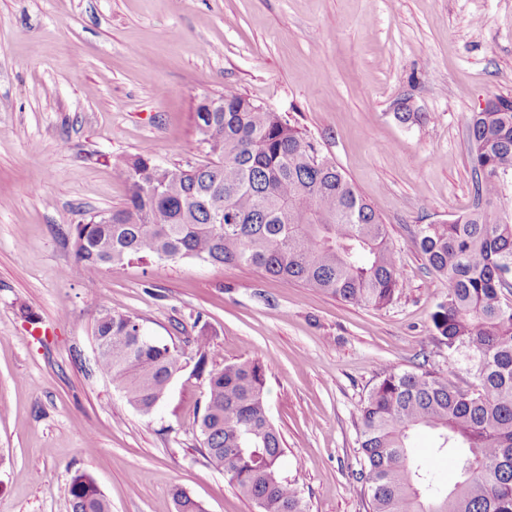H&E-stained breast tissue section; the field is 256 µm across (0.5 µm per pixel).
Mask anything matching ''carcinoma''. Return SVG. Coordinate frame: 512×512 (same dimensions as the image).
<instances>
[{"mask_svg": "<svg viewBox=\"0 0 512 512\" xmlns=\"http://www.w3.org/2000/svg\"><path fill=\"white\" fill-rule=\"evenodd\" d=\"M211 159L165 166L148 149L124 159L128 194L112 222L94 216L72 230L76 260L90 274L133 258L200 259L258 268L359 307L382 308L400 287L386 224L335 163L279 113L232 89L202 97L194 114ZM474 207L446 224H423L415 241L428 267L448 280L431 314L448 355L464 354L475 384L464 389L420 367L382 369L360 415L358 479L371 512H512V111L476 112L467 126ZM138 316L106 310L96 320L98 368L141 414L164 402L184 370L178 349L143 338ZM191 375L207 394L197 418L209 460L258 512H307L281 473L280 432L256 360L208 366L210 338L193 337ZM427 430L432 457L414 455ZM456 460L448 487L432 458ZM71 512H111L90 474L69 485ZM176 512H205L178 488Z\"/></svg>", "mask_w": 512, "mask_h": 512, "instance_id": "carcinoma-1", "label": "carcinoma"}]
</instances>
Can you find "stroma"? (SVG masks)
<instances>
[{"mask_svg": "<svg viewBox=\"0 0 512 512\" xmlns=\"http://www.w3.org/2000/svg\"><path fill=\"white\" fill-rule=\"evenodd\" d=\"M279 112L387 226L403 282L382 309L246 266L132 259L88 274L73 225L123 206L120 161L209 156L193 113L224 90ZM512 98V0H0V512H71L89 473L112 512H258L201 446L205 386L140 414L97 367L94 324L132 312L208 362L266 365L282 472L308 512H369L360 411L384 366L474 378L435 339L448 282L415 243L469 212L467 124ZM422 113L400 122L399 103Z\"/></svg>", "mask_w": 512, "mask_h": 512, "instance_id": "stroma-1", "label": "stroma"}]
</instances>
